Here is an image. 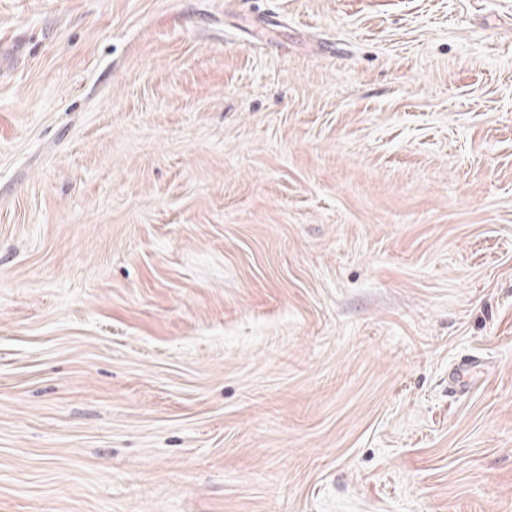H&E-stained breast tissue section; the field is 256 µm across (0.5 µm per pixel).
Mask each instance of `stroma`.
<instances>
[{
	"instance_id": "1",
	"label": "stroma",
	"mask_w": 512,
	"mask_h": 512,
	"mask_svg": "<svg viewBox=\"0 0 512 512\" xmlns=\"http://www.w3.org/2000/svg\"><path fill=\"white\" fill-rule=\"evenodd\" d=\"M0 512H512V0H0Z\"/></svg>"
}]
</instances>
